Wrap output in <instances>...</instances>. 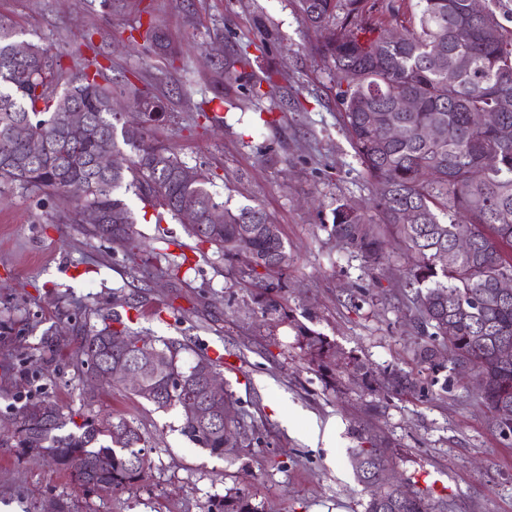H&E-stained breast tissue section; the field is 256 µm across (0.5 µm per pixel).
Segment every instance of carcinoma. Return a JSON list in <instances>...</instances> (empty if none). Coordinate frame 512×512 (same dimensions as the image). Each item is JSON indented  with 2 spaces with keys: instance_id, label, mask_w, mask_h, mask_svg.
I'll return each mask as SVG.
<instances>
[{
  "instance_id": "obj_1",
  "label": "carcinoma",
  "mask_w": 512,
  "mask_h": 512,
  "mask_svg": "<svg viewBox=\"0 0 512 512\" xmlns=\"http://www.w3.org/2000/svg\"><path fill=\"white\" fill-rule=\"evenodd\" d=\"M299 7L311 25L327 33L317 52L332 66L344 126L371 190L366 209L347 202L336 205L332 234L376 263L385 249L386 230H392L409 264L404 287L411 292V320L428 338L418 352L420 362L443 367L437 361L443 346L451 363L476 369L484 378L478 398L500 434L511 438L512 361H500L498 351L512 345V294L500 293L498 283L512 277V138L501 139L498 128L512 127V111L494 108L502 98L512 99V37L494 9L485 8L482 18L472 16L469 0H417L414 25L398 41L390 29L366 17L364 0H299ZM18 35L0 19V182L42 196L61 223L82 221L85 211L93 210L98 222L91 225V234L122 248L134 268L139 266L136 220L118 191L131 189L174 218L193 205L200 221L188 225V234L242 260L258 303L269 309L267 297L275 289L271 278L288 266L279 225L260 208H226L203 171L149 139L146 125L165 119L160 101L133 93L143 120L136 127L126 125L111 109L112 97L124 92V86L100 83L98 69L65 78L37 44H29L28 55L17 59L10 45ZM146 36L155 54L173 53L162 30L151 26ZM437 43L444 54L436 59L431 53ZM461 55L470 59L467 70L457 67ZM249 65L245 53L224 60L208 77L221 88L215 98L224 101V91ZM402 94L416 99L415 111L395 110L394 99ZM74 108L87 116L79 131L66 124V114ZM486 112L489 121L482 125L477 117ZM20 124L45 144L39 157H33L26 140L14 136ZM391 124L403 130L400 138L388 135ZM423 126L436 128L437 138L421 139L417 130ZM104 149L124 157V163L98 168L95 159ZM75 182L83 184L85 196L72 201L68 187ZM408 208L417 214L413 224L399 218ZM461 236L468 237L469 249L443 263L442 253ZM116 335L128 337L134 351L140 346L157 351V364L145 374V388L137 396L159 408L183 407L188 400L202 407L226 404L224 393L206 390V375L216 371L217 361L199 356L185 367L174 343L157 346L126 326L105 322L84 338L81 353L88 369L107 363L108 341ZM297 336L318 359L333 355L321 334L299 325ZM419 383L394 371L384 387L401 393ZM14 412L16 447L42 453L79 489L123 491L150 470L142 437L127 419L87 416L78 423L46 399L27 400L14 406ZM182 414L183 433L211 454L224 456V431L202 413L183 409ZM353 465L358 481L367 486L393 470L395 459L380 439L355 449ZM208 512L259 509L249 491L233 488ZM365 512H437V505L399 482L369 499Z\"/></svg>"
}]
</instances>
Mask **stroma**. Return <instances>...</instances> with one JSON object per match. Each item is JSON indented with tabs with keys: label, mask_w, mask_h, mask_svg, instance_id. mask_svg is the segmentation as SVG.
Returning a JSON list of instances; mask_svg holds the SVG:
<instances>
[{
	"label": "stroma",
	"mask_w": 512,
	"mask_h": 512,
	"mask_svg": "<svg viewBox=\"0 0 512 512\" xmlns=\"http://www.w3.org/2000/svg\"><path fill=\"white\" fill-rule=\"evenodd\" d=\"M0 18L65 69L94 59L110 81L158 97L167 115L150 137L210 173L227 208H262L289 255L272 293L281 309L266 313L235 259L197 244L183 221L158 216L134 193L124 200L148 260L136 270L87 225L53 223L35 194L0 183V512H208L233 487L247 488L260 512H364L369 493L351 456L373 435L390 442L396 477L445 501V512H512V439L481 405L472 374L419 363L404 260L393 250L367 263L331 233L337 203L367 205L370 190L333 73L315 52L323 33L297 0H120L111 11L99 0H0ZM148 23L177 56L127 40ZM242 53L251 59L243 84L262 82L261 99L243 110L231 97L214 102L203 80L212 64ZM268 108L275 124L260 117ZM183 257L187 267L176 269ZM117 317L140 335L181 344L186 363L219 349L246 437L212 455L182 434L180 407L87 383L81 341ZM300 324L375 377L418 374L423 392L375 391L352 371L321 368L297 344ZM26 384L75 421L107 412L132 420L151 462L146 479L125 492H83L16 447L6 432ZM329 425L331 441L313 439L314 427Z\"/></svg>",
	"instance_id": "35a3bbf8"
}]
</instances>
